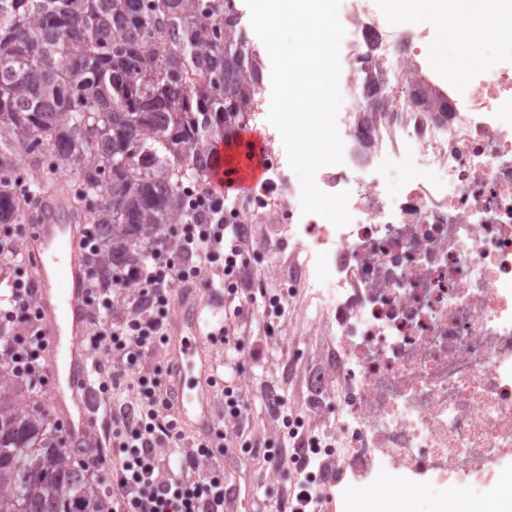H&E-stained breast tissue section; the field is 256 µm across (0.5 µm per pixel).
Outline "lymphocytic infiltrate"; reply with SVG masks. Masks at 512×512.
I'll use <instances>...</instances> for the list:
<instances>
[{"label":"lymphocytic infiltrate","mask_w":512,"mask_h":512,"mask_svg":"<svg viewBox=\"0 0 512 512\" xmlns=\"http://www.w3.org/2000/svg\"><path fill=\"white\" fill-rule=\"evenodd\" d=\"M226 229L221 221L194 225L190 234L182 238L181 247L201 260L223 252L224 276L230 279L245 266L244 235L238 231L229 239ZM134 277L148 285L143 297L135 301L137 320H115L106 311L94 334L96 341H111L112 357L117 362L114 372L119 378L132 379L142 403L138 409L119 407L115 416V432L127 458L116 476L112 512H230L241 494L239 484L219 471L198 470L199 459L209 453L210 440L201 438L184 444L168 391H155L149 380L134 369L151 337L163 335L169 293L177 283L186 281L187 274L173 266L164 274L145 269L135 272ZM248 405L236 385L225 386V455H232L237 448H249L262 456L267 468L305 473L310 463L308 447L315 442V427L296 425L289 430L286 443L272 450L248 432ZM174 455L178 456L180 467L176 476L170 473V458Z\"/></svg>","instance_id":"1"}]
</instances>
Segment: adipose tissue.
I'll list each match as a JSON object with an SVG mask.
<instances>
[{
    "label": "adipose tissue",
    "instance_id": "ef3b65f1",
    "mask_svg": "<svg viewBox=\"0 0 512 512\" xmlns=\"http://www.w3.org/2000/svg\"><path fill=\"white\" fill-rule=\"evenodd\" d=\"M385 13L405 24L433 22L439 38L425 53L430 70L448 74V45L469 49L486 38L512 40V0H380Z\"/></svg>",
    "mask_w": 512,
    "mask_h": 512
}]
</instances>
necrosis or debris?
Returning <instances> with one entry per match:
<instances>
[{
  "mask_svg": "<svg viewBox=\"0 0 512 512\" xmlns=\"http://www.w3.org/2000/svg\"><path fill=\"white\" fill-rule=\"evenodd\" d=\"M364 7L351 0L341 19L353 42L339 82L344 163L316 175L326 192L349 191L350 222L302 215L272 139L264 181L225 205L224 221L270 218L259 246L283 259L282 292L306 293L330 339L335 384L312 454L336 463L325 512H366L405 476L512 512V64L478 83L449 76L445 114L392 97L366 117L368 57L401 91L417 47L414 32L362 20ZM356 485L366 497L351 496Z\"/></svg>",
  "mask_w": 512,
  "mask_h": 512,
  "instance_id": "necrosis-or-debris-1",
  "label": "necrosis or debris"
}]
</instances>
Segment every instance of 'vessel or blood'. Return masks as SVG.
<instances>
[{"label":"vessel or blood","mask_w":512,"mask_h":512,"mask_svg":"<svg viewBox=\"0 0 512 512\" xmlns=\"http://www.w3.org/2000/svg\"><path fill=\"white\" fill-rule=\"evenodd\" d=\"M264 172L260 139L242 132L217 144L209 179L213 190L225 195L252 185ZM29 217L34 230L23 250L39 276V312L53 378L50 403L65 421L69 444L94 457L99 450L94 439L96 418L88 401L91 370L84 344L89 330L82 260L87 228L59 197L41 198ZM176 303L179 313L169 327L173 352L168 362L173 413L181 423L208 434L219 427L212 403L215 377L205 355L213 332L195 287L177 288Z\"/></svg>","instance_id":"1"}]
</instances>
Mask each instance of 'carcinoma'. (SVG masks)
Instances as JSON below:
<instances>
[{
    "label": "carcinoma",
    "instance_id": "carcinoma-1",
    "mask_svg": "<svg viewBox=\"0 0 512 512\" xmlns=\"http://www.w3.org/2000/svg\"><path fill=\"white\" fill-rule=\"evenodd\" d=\"M228 0H0V247L30 198L66 169L74 211L97 234L87 265L111 288L173 226L224 213L209 195L214 144L245 127L262 64ZM200 179L208 209L184 200ZM28 323L0 318V512H112L65 451L40 381L9 349Z\"/></svg>",
    "mask_w": 512,
    "mask_h": 512
}]
</instances>
